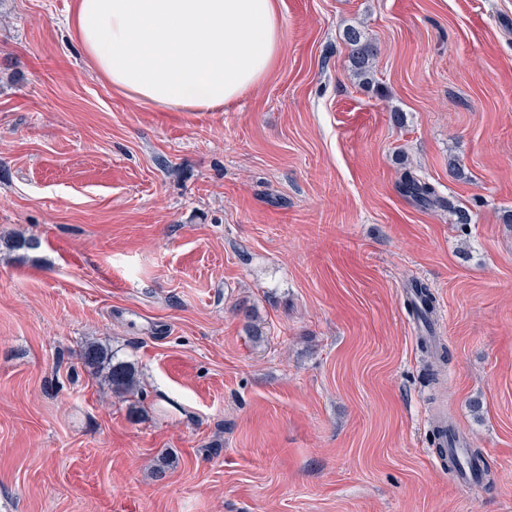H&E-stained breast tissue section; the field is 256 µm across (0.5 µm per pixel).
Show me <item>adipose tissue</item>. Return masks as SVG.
I'll return each instance as SVG.
<instances>
[{"label":"adipose tissue","mask_w":512,"mask_h":512,"mask_svg":"<svg viewBox=\"0 0 512 512\" xmlns=\"http://www.w3.org/2000/svg\"><path fill=\"white\" fill-rule=\"evenodd\" d=\"M71 40L96 75L167 112H219L275 66L278 0H73Z\"/></svg>","instance_id":"adipose-tissue-1"}]
</instances>
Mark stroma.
I'll return each mask as SVG.
<instances>
[{"label":"stroma","instance_id":"stroma-1","mask_svg":"<svg viewBox=\"0 0 512 512\" xmlns=\"http://www.w3.org/2000/svg\"><path fill=\"white\" fill-rule=\"evenodd\" d=\"M71 5L0 0V512H512V0H279L278 65L221 112L112 89ZM343 39L350 49L349 60L353 75L359 82L370 84L374 78L376 48L364 31L356 26L347 27L343 32ZM402 191L409 196L417 205L427 208L439 203L435 187L423 180L406 173L400 184ZM409 307L412 315L418 320L427 321L435 309V297L429 289L422 285L414 284L412 287ZM82 361L89 369L101 370L113 393L131 395L138 392L139 378L135 367L113 354L109 358L98 342L90 341L85 344Z\"/></svg>","mask_w":512,"mask_h":512}]
</instances>
